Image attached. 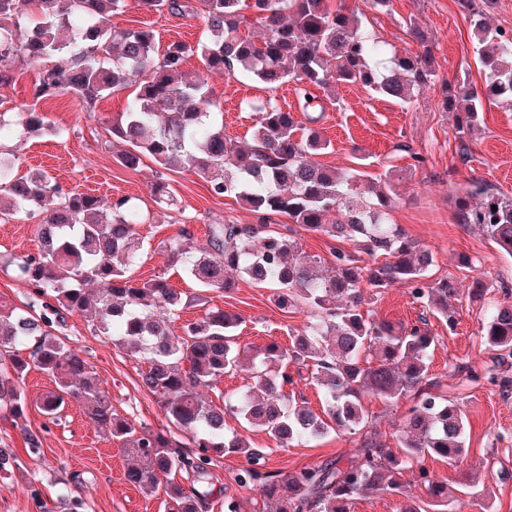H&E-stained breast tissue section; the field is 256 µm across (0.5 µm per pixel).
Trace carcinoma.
<instances>
[{"label":"carcinoma","mask_w":512,"mask_h":512,"mask_svg":"<svg viewBox=\"0 0 512 512\" xmlns=\"http://www.w3.org/2000/svg\"><path fill=\"white\" fill-rule=\"evenodd\" d=\"M153 13L202 17L205 35L194 46L169 44L157 55L150 29H115L111 17L128 0H0V86L14 82L16 63L41 65L31 104L0 111V131L18 137L44 132L56 139L69 129L50 123L39 102L70 94L88 106L115 92L130 91L126 110L112 122V137L126 144L119 163L137 168L150 158L164 171L194 170L215 197H233L252 220L212 224L205 246L184 249L187 228L167 242L173 261L194 278L201 294L188 297L167 278L132 276L150 244L136 226L142 213L128 198L109 202L63 187L46 173L17 177L0 156V218L39 213L33 252L16 259L15 273L31 291L28 308L0 305V410L14 423L25 419L24 379L33 367L52 377L55 388L38 408L43 430L57 423L69 402L79 403L105 435L121 443L128 458L126 478L146 496H161L165 512H206L214 500L210 466L216 458L239 455L245 465L235 481L251 486L274 512H353L355 500L389 491L401 498L399 512H463L448 481L422 465L428 456L459 462L467 458L466 421L460 406L429 374L438 338L430 318L452 333L458 323L451 301L462 294L486 303L482 336L494 352L481 368L456 366L461 379L512 385V302L488 298L493 285L481 275L466 289L448 276L430 278L434 257L391 222L395 184L377 181L360 163L332 169L316 156L328 143L313 123L317 96L339 83L359 84L398 103L428 90L439 93L465 140L483 121V102L467 78L439 80L433 68V40L416 21L406 24L418 46L414 54L394 53L391 66L379 61L386 42L362 30L356 9L345 0H135ZM473 42L487 72V99L512 104V31L479 22ZM202 69L190 76L186 58ZM248 75L269 90L294 83L302 115L285 112L271 100L252 104L250 138L232 141L212 109L209 77ZM308 133L296 137L303 123ZM155 204L171 206L170 185L158 181ZM497 209H492V206ZM459 224H475L512 257V196L479 180L455 195ZM353 243L356 252L332 250V275L302 250L297 229ZM234 271L253 284L271 286L281 309H298L304 324L286 347L271 342L251 354L252 372L239 391L216 405L200 391L216 386L248 355L235 332L241 317L219 307L174 332L164 320L192 304L208 303L206 293H229ZM402 284L422 308L412 325L394 323L362 309L364 288L381 291ZM94 313L93 330L146 364L139 385L150 393L169 423L155 430L117 415L96 367L52 328L64 314ZM311 371L323 411L286 387L288 366ZM388 404L409 403L400 454L377 434H365L357 463L338 461L282 474L271 472L263 452L237 432L224 430L235 414L279 446L316 442L330 433L354 434L369 424L365 395ZM426 490L420 506L402 480L410 469ZM169 477L159 481V475ZM44 512H84L80 496L60 495L51 504L31 489Z\"/></svg>","instance_id":"1"}]
</instances>
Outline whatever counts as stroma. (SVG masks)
<instances>
[{
	"instance_id": "obj_1",
	"label": "stroma",
	"mask_w": 512,
	"mask_h": 512,
	"mask_svg": "<svg viewBox=\"0 0 512 512\" xmlns=\"http://www.w3.org/2000/svg\"><path fill=\"white\" fill-rule=\"evenodd\" d=\"M356 2L365 15V28L395 45L402 54L415 51L416 45L403 35L401 24L409 18L416 20L436 39L434 68L438 77L450 80L465 71L477 89H485L486 73L474 53L470 21L459 0H393L388 14L371 9L368 0ZM112 25L153 29L156 47L161 51L174 41L195 44L205 28L199 17L148 13L132 4L113 16ZM209 86L214 101L224 111V133L231 139L250 136L254 124L248 107L251 101L270 98L288 112L298 111L301 106L290 83L270 91L245 78L215 75L210 77ZM126 104L123 91L92 107L68 94L49 98L39 107L51 121L69 127L68 138L5 136L0 138V151L14 160L16 176L42 170L64 188L84 193L94 178L103 185L102 198L137 200L142 209L152 213L150 222L137 227L151 247L134 268V277L145 280L163 275L173 288L188 296L196 295V283L181 266L170 261L166 242L184 227L190 232L188 246L198 247L205 244L210 225L244 224L250 215L233 198L211 196L204 179L190 171L169 173L174 204L157 208L150 194L159 178L156 165L147 159L130 170L117 161L123 145L113 140L110 127ZM322 104L325 112L318 128L330 146L319 155V162L345 168L363 161L376 176L386 174L391 166L400 167L391 217L420 247L433 253L432 276L451 275L467 285L479 273L495 283V298H504L506 290H512V258L504 256L481 231L457 224L450 200L475 178L494 191L512 195V107L490 102L479 131L462 144L455 137L452 113L444 111L438 94L430 91L415 96L403 107L363 86L340 84L334 99H323ZM400 142L426 155L422 169L406 172L405 160L393 157L392 148ZM36 227V219L24 214L0 220V304L22 307L30 301L29 290L17 280L12 261L33 251ZM464 255L477 259L476 272L460 269L459 259ZM270 296V289L241 280L230 294L210 293L209 305L240 316L236 338L242 346L255 350L273 340L288 344L289 330L300 327L304 316L278 308ZM372 308L378 316L394 322H415L420 313L407 287L401 285L374 296ZM455 308V332H448L438 321L432 326L439 341L431 355L430 374L442 381L450 399L462 400L470 452L461 463L429 456L423 465L454 488L468 477L479 480L491 504L490 512H512V480L489 478L483 466L489 459L496 467L512 471V399H505L500 387L486 382L459 386L452 374L454 365L480 364L489 352L481 338L483 315L479 304L462 299L456 301ZM56 333L93 363L119 415L154 429L165 428L162 409L138 384L139 373L145 367L142 360L97 335L85 316H66ZM24 383L28 399L25 428L42 432V447L40 453H30L22 430L0 419V450L13 459L10 466L0 469V512H41L30 494L34 486L50 498L61 491L81 496L88 512H164L161 499L146 497L127 480V461L120 446L106 438L77 404L68 406L60 424L43 430L44 417L37 402L53 390L51 377L34 368ZM225 428L244 431L252 447L265 450L269 469L283 473L327 460L349 462L359 441L355 435L331 434L311 444L280 448L258 429L242 430L234 418H226ZM243 463V458L236 455L218 459L213 467L216 486L240 502L241 512H269L255 489L236 482L235 474Z\"/></svg>"
}]
</instances>
